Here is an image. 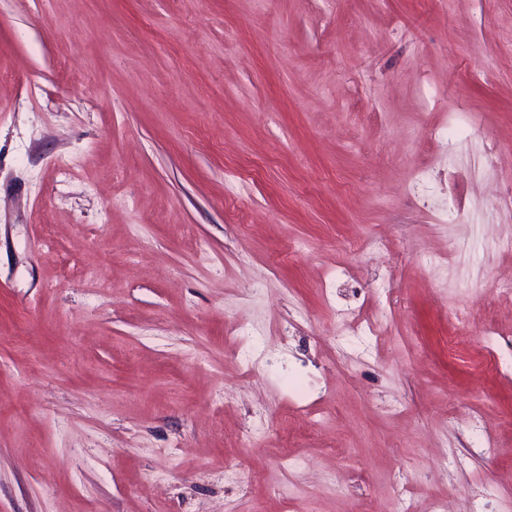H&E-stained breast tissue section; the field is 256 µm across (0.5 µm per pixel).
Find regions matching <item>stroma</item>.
I'll use <instances>...</instances> for the list:
<instances>
[{"label":"stroma","instance_id":"35a3bbf8","mask_svg":"<svg viewBox=\"0 0 512 512\" xmlns=\"http://www.w3.org/2000/svg\"><path fill=\"white\" fill-rule=\"evenodd\" d=\"M511 42L512 0H0V512H506Z\"/></svg>","mask_w":512,"mask_h":512}]
</instances>
